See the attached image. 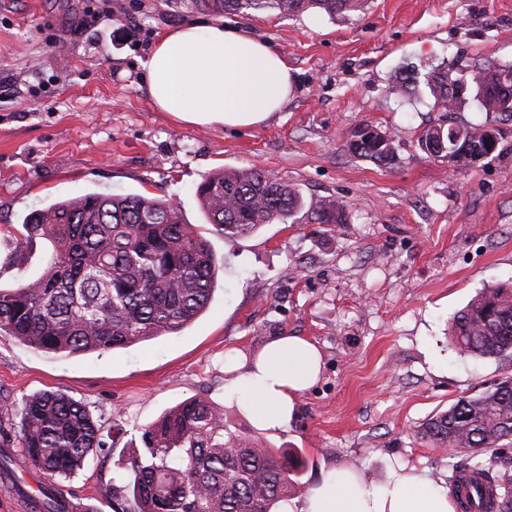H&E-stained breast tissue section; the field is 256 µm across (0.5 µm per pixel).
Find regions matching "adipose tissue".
I'll list each match as a JSON object with an SVG mask.
<instances>
[{
    "instance_id": "1",
    "label": "adipose tissue",
    "mask_w": 512,
    "mask_h": 512,
    "mask_svg": "<svg viewBox=\"0 0 512 512\" xmlns=\"http://www.w3.org/2000/svg\"><path fill=\"white\" fill-rule=\"evenodd\" d=\"M158 111L195 125L247 128L281 110L292 90L291 71L268 42L216 23L167 31L142 63ZM322 355L299 336H281L252 357H233L241 406L254 426L289 427L298 397L319 379ZM299 512H455L447 488L424 474L399 471L383 485L366 484L351 469L333 468L304 497Z\"/></svg>"
}]
</instances>
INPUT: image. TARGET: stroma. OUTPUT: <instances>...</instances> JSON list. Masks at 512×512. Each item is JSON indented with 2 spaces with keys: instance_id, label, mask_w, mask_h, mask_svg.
Returning a JSON list of instances; mask_svg holds the SVG:
<instances>
[{
  "instance_id": "35a3bbf8",
  "label": "stroma",
  "mask_w": 512,
  "mask_h": 512,
  "mask_svg": "<svg viewBox=\"0 0 512 512\" xmlns=\"http://www.w3.org/2000/svg\"><path fill=\"white\" fill-rule=\"evenodd\" d=\"M218 21L268 41L292 70L287 104L263 125L185 124L150 102L141 62L156 40ZM405 59L423 74L448 60L512 64V0H367L364 12L334 20L222 16L189 0H0V285L36 279L47 264L48 242L20 244L31 211L93 192L178 201L222 266L209 308L176 336L63 357L0 336V428L25 397L54 390L123 430L66 480L35 470L18 443L0 447V472L17 477L0 483V501L35 484L77 497L83 512H121L111 484L130 442L192 397L223 406L231 431L257 433L224 396V355H257L283 334L323 357L289 428L261 434L298 455L305 487L335 466L373 484L405 468L447 485L460 460L425 439L423 425L512 376V358L461 352L450 336L479 291L512 287V118L473 105L437 112L425 89L389 94ZM444 120L497 127L496 150L471 167L421 152L420 130ZM363 124L393 141L392 164L347 151ZM253 166L305 203L338 200L344 223L301 213L247 237L215 235L198 184Z\"/></svg>"
}]
</instances>
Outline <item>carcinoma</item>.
Instances as JSON below:
<instances>
[{"mask_svg": "<svg viewBox=\"0 0 512 512\" xmlns=\"http://www.w3.org/2000/svg\"><path fill=\"white\" fill-rule=\"evenodd\" d=\"M215 13L314 10L330 18L363 10L365 0H192ZM464 73L453 64L427 75L432 109L468 103L457 93ZM473 101L482 112L512 117V64L489 62L471 74ZM482 125L455 127L477 144ZM444 140V158L460 149L445 126L422 130L418 146ZM348 151L378 165L396 157L387 137L362 138ZM196 194L212 232L244 236L265 224L288 223L303 209L298 190L259 167L204 178ZM319 224H340L344 206L329 198L309 207ZM25 240L44 239L51 257L39 278L0 287V335L46 354L125 349L180 333L205 312L217 284L218 261L209 240L169 200L140 194L88 193L35 210L24 220ZM455 343L471 355L512 354V292L488 288L458 312ZM19 425L0 432L19 439L25 458L51 478H69L91 452L112 447L113 435L85 404L61 391H42L14 409ZM423 436L472 460L464 512H512V467L494 454L512 439V377L432 417ZM142 447L127 451L130 481L112 485L113 497L131 495L125 512H276L297 493L296 464L261 439L227 428L224 409L194 397L142 429Z\"/></svg>", "mask_w": 512, "mask_h": 512, "instance_id": "carcinoma-1", "label": "carcinoma"}]
</instances>
